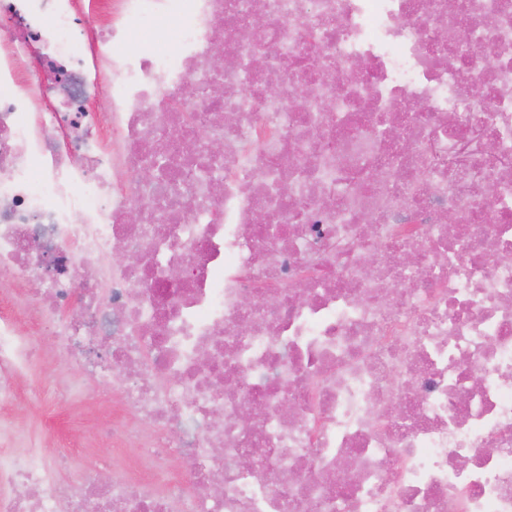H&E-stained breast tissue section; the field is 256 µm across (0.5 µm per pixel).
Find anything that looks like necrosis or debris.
<instances>
[{
	"instance_id": "necrosis-or-debris-1",
	"label": "necrosis or debris",
	"mask_w": 512,
	"mask_h": 512,
	"mask_svg": "<svg viewBox=\"0 0 512 512\" xmlns=\"http://www.w3.org/2000/svg\"><path fill=\"white\" fill-rule=\"evenodd\" d=\"M0 274L147 425L0 512H512V0H0Z\"/></svg>"
}]
</instances>
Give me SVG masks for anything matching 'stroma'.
<instances>
[{"instance_id": "35a3bbf8", "label": "stroma", "mask_w": 512, "mask_h": 512, "mask_svg": "<svg viewBox=\"0 0 512 512\" xmlns=\"http://www.w3.org/2000/svg\"><path fill=\"white\" fill-rule=\"evenodd\" d=\"M45 350L33 368L35 378H53L67 382L78 371L64 350L56 346L49 334H41ZM118 415L112 409V392L103 383L91 382L85 392V401L72 403L62 398L39 407L18 399L14 404L0 407V424L15 431L20 442L33 441L46 448H57L63 441L85 445L83 453L73 456L62 477H69L76 468L97 470L103 479H111L113 472L126 469L140 446L137 424H130L129 435L122 447L112 445V423Z\"/></svg>"}]
</instances>
